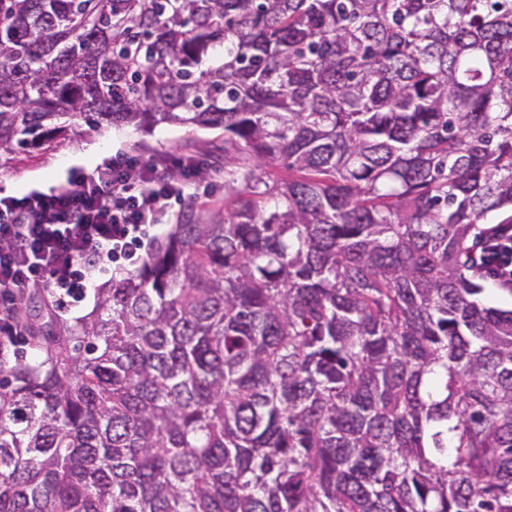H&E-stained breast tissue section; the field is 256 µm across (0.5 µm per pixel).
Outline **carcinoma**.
<instances>
[{
    "mask_svg": "<svg viewBox=\"0 0 512 512\" xmlns=\"http://www.w3.org/2000/svg\"><path fill=\"white\" fill-rule=\"evenodd\" d=\"M161 124L224 207L71 324L18 296L0 512H512V0H0V170ZM483 249L480 262L493 281L485 278L484 288H512V224H494Z\"/></svg>",
    "mask_w": 512,
    "mask_h": 512,
    "instance_id": "1",
    "label": "carcinoma"
}]
</instances>
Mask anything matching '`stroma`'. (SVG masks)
Instances as JSON below:
<instances>
[{
	"label": "stroma",
	"instance_id": "35a3bbf8",
	"mask_svg": "<svg viewBox=\"0 0 512 512\" xmlns=\"http://www.w3.org/2000/svg\"><path fill=\"white\" fill-rule=\"evenodd\" d=\"M119 152L143 157L166 152L184 159L202 158L209 164L208 169L202 170L197 178L199 194L172 206L163 228L156 232L157 237H165L182 212L201 202L224 197L223 183L214 182L211 172L212 166L224 163L223 134L165 124L158 126L149 136L134 127L123 126L106 128L74 139L56 150L21 162L8 172H0V193L19 196L33 190H47L65 183L79 170L91 168Z\"/></svg>",
	"mask_w": 512,
	"mask_h": 512
}]
</instances>
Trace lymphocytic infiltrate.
I'll list each match as a JSON object with an SVG mask.
<instances>
[{"mask_svg": "<svg viewBox=\"0 0 512 512\" xmlns=\"http://www.w3.org/2000/svg\"><path fill=\"white\" fill-rule=\"evenodd\" d=\"M197 161L167 153L121 155L67 183L0 196V291L48 289L80 302L107 263L137 262L172 204L190 197ZM493 283L512 288V224H496L480 257Z\"/></svg>", "mask_w": 512, "mask_h": 512, "instance_id": "1", "label": "lymphocytic infiltrate"}]
</instances>
